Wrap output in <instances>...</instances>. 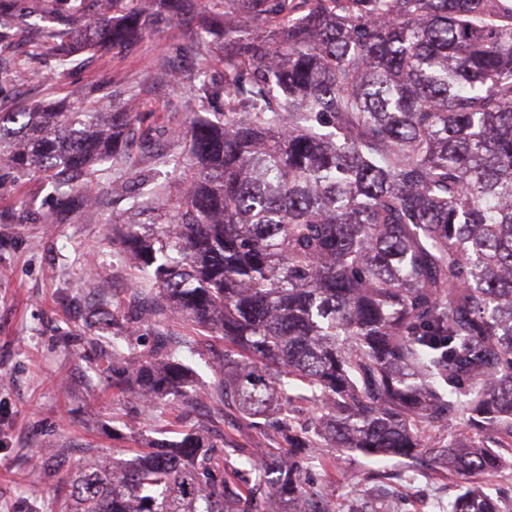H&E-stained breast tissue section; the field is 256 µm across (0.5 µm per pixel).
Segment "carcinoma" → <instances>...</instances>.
<instances>
[{"label": "carcinoma", "mask_w": 512, "mask_h": 512, "mask_svg": "<svg viewBox=\"0 0 512 512\" xmlns=\"http://www.w3.org/2000/svg\"><path fill=\"white\" fill-rule=\"evenodd\" d=\"M0 0V45L24 21ZM32 54L129 49L195 21L200 69L183 152L163 158L137 134L140 91L121 80L102 112L67 99L0 112V165L44 172L66 204L92 209L77 181L110 164L173 165L148 189L161 221L129 206L112 218L117 256L152 283L144 309L185 317L224 342L210 394L236 436L185 425L197 373L168 336L127 370L137 397L176 437L133 461L90 456L51 512H332L302 478L314 448L429 460L452 479L512 466V0H55ZM176 205L169 206L173 191ZM119 338L96 375L127 362ZM462 421L466 433L452 430ZM271 440L262 461L254 436ZM479 485L448 512H504Z\"/></svg>", "instance_id": "cac0c4a2"}]
</instances>
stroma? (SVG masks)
<instances>
[{"label":"stroma","instance_id":"stroma-1","mask_svg":"<svg viewBox=\"0 0 512 512\" xmlns=\"http://www.w3.org/2000/svg\"><path fill=\"white\" fill-rule=\"evenodd\" d=\"M162 60L190 76L203 67L215 74L223 69L216 57L200 56L188 28L175 24L123 52L75 57L62 73L51 58L30 59L29 83L0 75V109L80 91L108 112L112 105L98 89L119 79L142 87L139 110L169 151L175 131L185 127V114L168 106L174 85L151 80ZM78 187L100 199L101 219L57 223L61 206L42 176L0 181V377L6 379L0 384V512H50L62 484L43 474L48 451L63 452L70 468L92 452L129 460L138 442L155 436L160 425L158 410L136 407L131 396H114L90 377L112 346V321L100 315V306L121 300L129 315L136 307L129 301L132 272L116 260L107 223L127 203L113 196L108 172ZM23 199L31 201L35 217L22 214ZM164 328L176 339L195 342L185 362L197 371L200 385L215 383L209 365L218 361L223 343L197 336L179 319L165 321ZM322 454L334 459V469L308 467L304 474L328 493L334 512H351L369 493L372 463L338 448ZM389 470L397 477L400 512H446L460 486L407 460L391 462Z\"/></svg>","mask_w":512,"mask_h":512}]
</instances>
